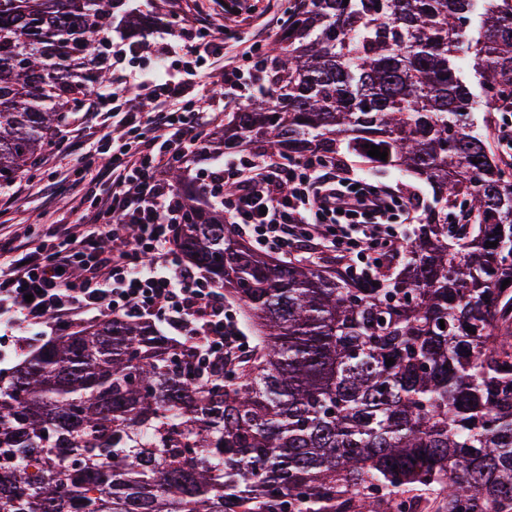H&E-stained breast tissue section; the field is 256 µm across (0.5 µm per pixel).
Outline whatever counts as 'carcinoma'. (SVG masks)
<instances>
[{"instance_id": "1", "label": "carcinoma", "mask_w": 512, "mask_h": 512, "mask_svg": "<svg viewBox=\"0 0 512 512\" xmlns=\"http://www.w3.org/2000/svg\"><path fill=\"white\" fill-rule=\"evenodd\" d=\"M474 2L294 4L261 66L273 97L229 113L224 145L426 183L405 263H273L173 172L181 252L261 347L227 365L112 316L43 344L0 373V512H512V166L456 64L474 53L488 100L512 88V0H484L472 38ZM112 8L0 0V186L106 77L90 37Z\"/></svg>"}]
</instances>
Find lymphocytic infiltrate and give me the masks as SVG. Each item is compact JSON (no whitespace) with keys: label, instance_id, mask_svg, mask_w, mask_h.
<instances>
[{"label":"lymphocytic infiltrate","instance_id":"obj_1","mask_svg":"<svg viewBox=\"0 0 512 512\" xmlns=\"http://www.w3.org/2000/svg\"><path fill=\"white\" fill-rule=\"evenodd\" d=\"M178 21L192 43L168 27L154 33L151 46L184 66L159 80H136L156 110L141 111L126 93L133 80L123 75L84 97V118L103 121L96 141L60 131L58 148L74 159L61 186L72 202L71 225L50 240L0 239V317L16 346L30 330L59 334L97 312L163 321L204 355L229 360L244 348L224 310L223 286L180 258L174 239L182 199L166 172L208 154L218 113L265 90L258 68L265 41L247 33L241 18L230 45L211 40L212 20L186 10ZM97 155L106 158L99 169ZM198 175L239 235L310 264L327 251L380 263L408 242L404 227L416 223L422 206L414 193L375 184L319 154L287 161L259 148L224 156Z\"/></svg>","mask_w":512,"mask_h":512}]
</instances>
